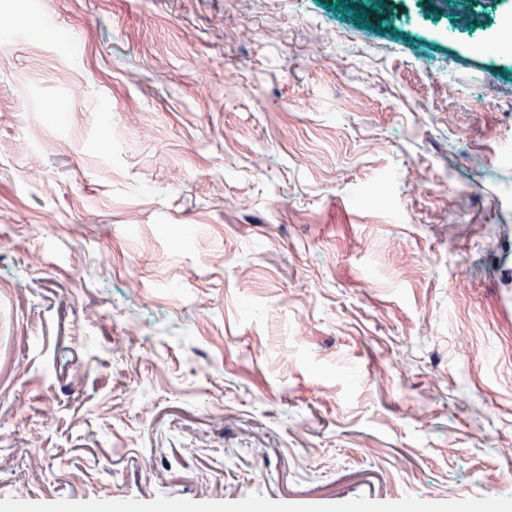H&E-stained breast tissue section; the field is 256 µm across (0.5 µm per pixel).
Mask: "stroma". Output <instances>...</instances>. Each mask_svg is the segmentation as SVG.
Returning <instances> with one entry per match:
<instances>
[{
	"label": "stroma",
	"instance_id": "1",
	"mask_svg": "<svg viewBox=\"0 0 512 512\" xmlns=\"http://www.w3.org/2000/svg\"><path fill=\"white\" fill-rule=\"evenodd\" d=\"M0 0V512H512V12Z\"/></svg>",
	"mask_w": 512,
	"mask_h": 512
}]
</instances>
